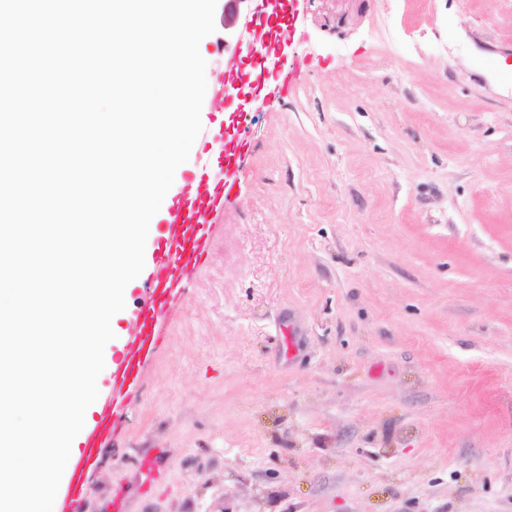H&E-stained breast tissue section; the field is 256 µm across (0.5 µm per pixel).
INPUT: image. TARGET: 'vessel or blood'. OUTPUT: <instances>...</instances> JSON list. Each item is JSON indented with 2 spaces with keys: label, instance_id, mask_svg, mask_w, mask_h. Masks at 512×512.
<instances>
[{
  "label": "vessel or blood",
  "instance_id": "vessel-or-blood-1",
  "mask_svg": "<svg viewBox=\"0 0 512 512\" xmlns=\"http://www.w3.org/2000/svg\"><path fill=\"white\" fill-rule=\"evenodd\" d=\"M248 36L221 54V68L206 97L209 112L223 120L228 101L240 93L260 98L268 81L264 60L275 53L289 30L296 27L293 0H261L248 21ZM206 166L195 169L172 193L155 240L153 266L147 279L148 298L141 302L125 334L127 339L109 376V395L102 398L92 422L78 443L67 482L60 486L59 512H85V473L100 463L112 440L113 415L124 388L140 381L146 361L156 350L162 322L172 300L180 295L190 275L209 250L207 228L211 213L234 190L237 162L249 147L236 130L219 129ZM221 179H213L212 169Z\"/></svg>",
  "mask_w": 512,
  "mask_h": 512
}]
</instances>
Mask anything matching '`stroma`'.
I'll list each match as a JSON object with an SVG mask.
<instances>
[{
  "mask_svg": "<svg viewBox=\"0 0 512 512\" xmlns=\"http://www.w3.org/2000/svg\"><path fill=\"white\" fill-rule=\"evenodd\" d=\"M297 9L88 512H512V0Z\"/></svg>",
  "mask_w": 512,
  "mask_h": 512,
  "instance_id": "1",
  "label": "stroma"
}]
</instances>
